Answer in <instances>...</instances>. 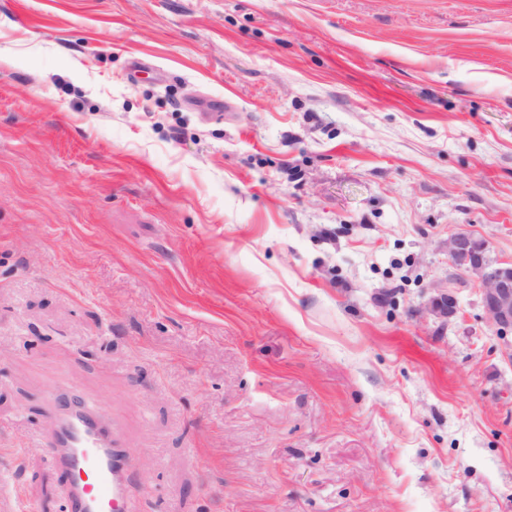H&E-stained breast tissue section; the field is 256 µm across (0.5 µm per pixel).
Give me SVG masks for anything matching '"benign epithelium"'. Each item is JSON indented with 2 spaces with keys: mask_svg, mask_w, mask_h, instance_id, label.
Here are the masks:
<instances>
[{
  "mask_svg": "<svg viewBox=\"0 0 512 512\" xmlns=\"http://www.w3.org/2000/svg\"><path fill=\"white\" fill-rule=\"evenodd\" d=\"M448 261L478 289L482 308L499 332H512V262L491 257L487 238L460 230L448 237ZM430 308L454 320L459 304L453 291L430 301Z\"/></svg>",
  "mask_w": 512,
  "mask_h": 512,
  "instance_id": "7a95c632",
  "label": "benign epithelium"
}]
</instances>
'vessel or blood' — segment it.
I'll return each mask as SVG.
<instances>
[{"label": "vessel or blood", "mask_w": 512, "mask_h": 512, "mask_svg": "<svg viewBox=\"0 0 512 512\" xmlns=\"http://www.w3.org/2000/svg\"><path fill=\"white\" fill-rule=\"evenodd\" d=\"M56 406L59 422L46 452L68 483L67 512H122L119 474L126 458L112 446L106 412L61 398Z\"/></svg>", "instance_id": "vessel-or-blood-1"}]
</instances>
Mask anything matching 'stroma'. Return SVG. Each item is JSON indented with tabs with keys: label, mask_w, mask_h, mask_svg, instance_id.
I'll return each instance as SVG.
<instances>
[{
	"label": "stroma",
	"mask_w": 512,
	"mask_h": 512,
	"mask_svg": "<svg viewBox=\"0 0 512 512\" xmlns=\"http://www.w3.org/2000/svg\"><path fill=\"white\" fill-rule=\"evenodd\" d=\"M512 0H0V512H512ZM452 289L460 314L426 309ZM484 236L460 230L448 237V261L478 289L482 308L500 333L512 332V262L494 260ZM57 428L46 452L52 467L68 483L67 512H121L119 481L126 458L112 448V431L104 410H87L77 402L55 398Z\"/></svg>",
	"instance_id": "stroma-1"
}]
</instances>
